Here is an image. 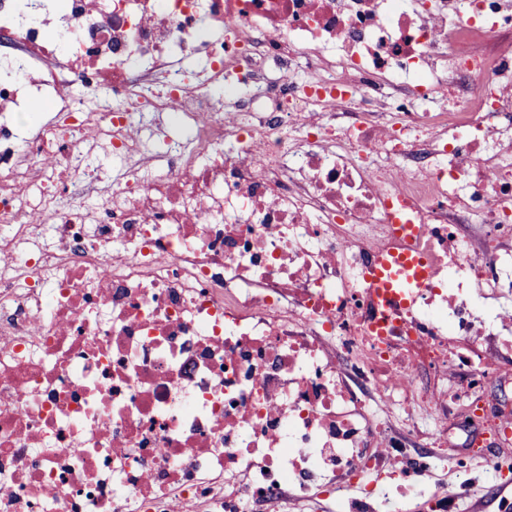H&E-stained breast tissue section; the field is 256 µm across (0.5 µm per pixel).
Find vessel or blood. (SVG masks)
Instances as JSON below:
<instances>
[{
    "mask_svg": "<svg viewBox=\"0 0 512 512\" xmlns=\"http://www.w3.org/2000/svg\"><path fill=\"white\" fill-rule=\"evenodd\" d=\"M387 219L394 227L398 239L404 240L405 248L379 252L367 276L368 287L374 297L386 307L395 310L413 305L423 288L433 276V269L424 254L410 243L420 236L416 225L395 214Z\"/></svg>",
    "mask_w": 512,
    "mask_h": 512,
    "instance_id": "b4317fda",
    "label": "vessel or blood"
}]
</instances>
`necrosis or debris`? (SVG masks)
<instances>
[{"label": "necrosis or debris", "mask_w": 512, "mask_h": 512, "mask_svg": "<svg viewBox=\"0 0 512 512\" xmlns=\"http://www.w3.org/2000/svg\"><path fill=\"white\" fill-rule=\"evenodd\" d=\"M391 203L434 279L380 336ZM471 222L512 232V0H0V512H446L447 403L512 356Z\"/></svg>", "instance_id": "4bbe7bcc"}]
</instances>
